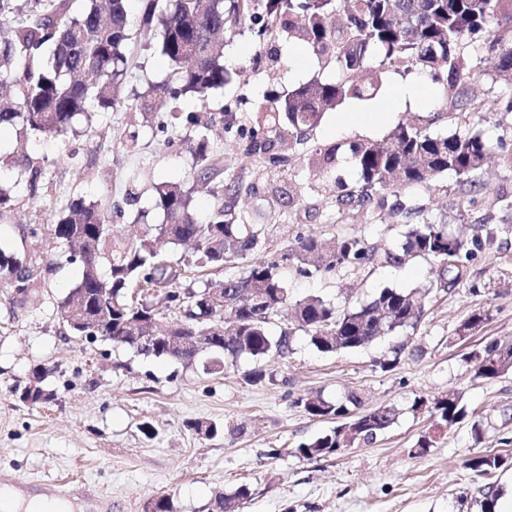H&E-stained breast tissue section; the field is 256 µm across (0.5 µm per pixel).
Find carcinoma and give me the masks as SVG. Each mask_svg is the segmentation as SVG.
I'll return each mask as SVG.
<instances>
[{
	"label": "carcinoma",
	"instance_id": "obj_1",
	"mask_svg": "<svg viewBox=\"0 0 512 512\" xmlns=\"http://www.w3.org/2000/svg\"><path fill=\"white\" fill-rule=\"evenodd\" d=\"M130 0H0V21L10 34L0 38V84L10 88L12 101L0 103V126H16L23 135L65 138L93 112H108L119 104L118 88L132 67L131 45L135 25ZM140 26L151 32L150 44L169 63L166 78L153 86L172 100L194 97L207 106L212 90L232 82L224 67V43L216 35L245 26L279 30L284 46L311 49L325 66L340 72L333 83L312 81L257 106L251 115L250 150L269 165L282 168L288 157L281 147L300 139L321 121L323 111L346 100L381 97L385 75L392 69L417 71L433 79L446 77L452 93L450 111L485 112L487 102L467 97L462 83L483 72L477 52L482 42L496 52L489 60L498 74H512V0H141ZM212 112H196L190 122L196 138L190 147L194 182L161 181L153 186L154 206L164 221L148 222L138 215L143 232L135 239L117 235L112 216L94 203L73 200L50 218L55 238L71 247L69 261L81 268V278L58 303L64 335L108 336L116 344L144 356L182 362L216 359L224 368L247 357L260 362L286 357L294 337L304 335L323 353H340L368 346L383 336L416 330L425 317L424 298L436 285L411 291L384 288L372 299L342 308L319 295L295 302L293 320L277 335L268 326L288 304L289 267L295 275L311 278L356 266H400L421 258L435 260L447 287L462 279L471 259L492 243L500 228L479 224L467 237L448 233V225L413 224L405 233L401 251H379L367 245L361 232L330 237L303 236L288 247L282 260L248 265L221 281L184 288L185 270L235 268L246 254L265 241L267 227L251 222L234 203L242 183L221 182L223 157L210 149L207 131ZM341 145L318 148L308 165L330 169ZM360 173L359 184L339 195L337 205L352 211L371 207L400 208L389 203L392 190L429 184L448 172L457 176L479 170L491 144L478 133L433 136L408 119L381 141L349 144ZM25 187L34 197L46 163L23 155ZM213 199L210 215L198 217L193 194ZM21 195L20 183H0V219ZM161 240L193 252L177 261L162 254ZM108 268V277L101 274ZM50 267L42 268L26 256L0 247V284L15 292V302L28 304L45 282ZM163 294L164 309L150 301ZM163 322L177 327L189 322L206 337L207 350L178 340H156L150 347L135 343L136 336L153 335ZM404 353L399 344L375 366L393 369ZM474 376L495 379L512 372V342L493 340L465 358ZM296 404L335 426L294 449L299 458L329 457L335 448L372 444L396 421L393 406L361 410L362 400L351 393L346 400L321 395L299 398ZM425 405L437 424L451 428L468 417L457 394L429 400L415 399L411 411ZM464 466L478 476L512 466V458L498 453L471 457ZM481 512H495V485L483 486ZM248 490L240 487L221 494L224 512H241Z\"/></svg>",
	"mask_w": 512,
	"mask_h": 512
}]
</instances>
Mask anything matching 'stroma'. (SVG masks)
<instances>
[{
	"label": "stroma",
	"instance_id": "obj_1",
	"mask_svg": "<svg viewBox=\"0 0 512 512\" xmlns=\"http://www.w3.org/2000/svg\"><path fill=\"white\" fill-rule=\"evenodd\" d=\"M280 43L276 35L260 40L246 28L225 36L224 64L233 81L214 91L208 105L224 116L210 135V146L228 165L225 178L257 185L256 194L241 196L237 208L249 215L263 212L268 225L265 242L249 252L248 261L279 259L298 237L347 231L355 223L364 225L369 244L394 250L411 224L442 222L452 233L469 224L512 225V210L500 204L501 198L512 197V112L505 108L512 81L492 71L463 84L468 95L492 101V109L482 115L449 111L440 81L390 72L382 98L336 106L295 145L288 170L279 175L290 201L269 204L266 174L248 152L255 106L311 80L338 77L335 67L322 66L306 47L272 64L265 50ZM136 60L114 110L95 115L91 123L79 125L77 134L61 140L30 136L29 154H45L50 161L36 196L20 198L0 219V245L51 267L37 298L26 306H17L13 289L0 285V480L27 484L32 497L42 481L79 480L87 494L110 498V512H146L147 502L159 495L170 496L176 512H211L216 492L241 485L250 492L243 512H480L479 487L490 482L506 490L512 470L485 479L464 462L476 453L498 451L502 433H512V373L492 380L474 377L464 356L495 339L512 341V232L478 252L455 288L429 296L425 320L389 371L375 361L396 344L393 336L339 354L320 352L307 337H296L288 358L263 360L265 379L258 384L245 382L254 362L244 357L215 374L197 363L140 356L101 337L64 336L57 305L78 282L80 268L69 263L68 244L51 234V214L81 197L110 210L118 230L133 235L138 213H148L155 224L163 215L144 182L137 185L135 198H127L129 178L137 174L144 181L187 186L193 180L189 145L194 129L171 120L170 112L188 114L201 106L190 97L174 105L156 100L151 114L142 115L143 96L169 67L146 49L137 50ZM416 81L424 88L425 103L394 100L396 86ZM408 116L430 134L478 132L496 148L471 180L451 174L432 190H399L402 211L339 209L340 186L359 180L348 144L382 139ZM130 130L139 135L132 152L123 144ZM333 143L341 149L333 183L323 191L320 174L307 160L315 148ZM436 277L435 262L417 259L399 267L292 275L288 285L294 297L318 294L341 307L370 300L387 287L408 291ZM478 310L488 313L481 328L459 334L462 322ZM37 367L55 399L31 406L18 394ZM451 391L462 394L468 412L487 416L481 438L473 437L470 421L440 432L429 413L412 412L417 397ZM353 392L365 408L396 407L397 422L374 443L335 456H294L301 442L332 427L305 413L297 398L319 393L336 400ZM196 420L215 422L222 431L200 438L189 428ZM146 423L154 427L152 436L141 431ZM424 434L432 435L434 445L415 454L413 446ZM273 448L279 456H270Z\"/></svg>",
	"mask_w": 512,
	"mask_h": 512
}]
</instances>
